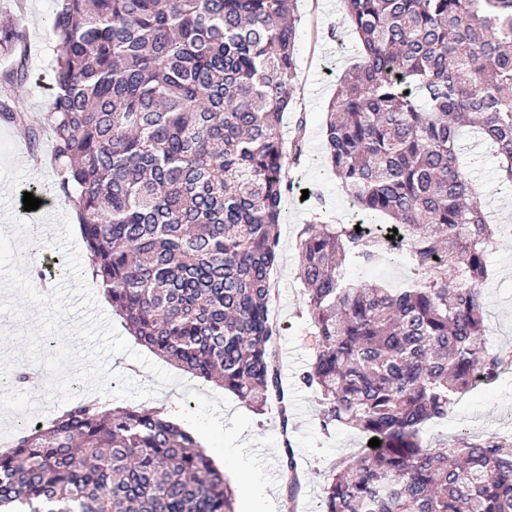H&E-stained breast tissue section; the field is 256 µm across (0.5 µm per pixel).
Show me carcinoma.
Segmentation results:
<instances>
[{
	"mask_svg": "<svg viewBox=\"0 0 512 512\" xmlns=\"http://www.w3.org/2000/svg\"><path fill=\"white\" fill-rule=\"evenodd\" d=\"M47 118L60 188L92 280L131 335L259 412L285 401L268 315L297 40L295 0H57ZM360 59L329 104L327 160L359 215L316 195L299 278L319 338L302 375L323 429L380 440L332 475L319 512H512V450L497 437L429 448L423 427L493 382L481 286L495 240L462 128L490 141L512 194V0H343ZM25 46L13 18L0 56ZM16 65L0 82L19 88ZM386 258L408 282L357 284ZM0 512H235L196 437L153 408L75 401L0 453Z\"/></svg>",
	"mask_w": 512,
	"mask_h": 512,
	"instance_id": "carcinoma-1",
	"label": "carcinoma"
}]
</instances>
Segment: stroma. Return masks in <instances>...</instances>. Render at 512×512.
Listing matches in <instances>:
<instances>
[{
    "label": "stroma",
    "instance_id": "35a3bbf8",
    "mask_svg": "<svg viewBox=\"0 0 512 512\" xmlns=\"http://www.w3.org/2000/svg\"><path fill=\"white\" fill-rule=\"evenodd\" d=\"M56 10L55 0H24V22L28 50L25 64L26 83L12 94L0 91V100L26 113L28 122L16 126L0 119V133L14 143L18 164L30 174V185L40 189L46 217L34 233L43 245L40 261L30 262V269H41L53 280L64 275V258L52 246L54 220L52 214H72L71 203L58 191V176L50 162L51 139L46 134L47 117L55 93L54 73L49 65L53 43L50 24ZM298 37L296 70L291 81L292 106L283 115L281 134L284 141L295 135L297 120H305V151L301 159L300 190L285 196L281 202V249L271 271L274 291L269 306L270 316L279 327L278 362L288 393V412L280 414L278 406L265 408L263 414L252 413L250 407L235 394H224L222 388L201 379L177 372V385L162 388L156 398L147 400V407H177L186 403L196 409L195 400L185 399L184 388L204 395H226L229 402L225 417L240 412L249 415L251 435L281 437L288 435L295 457L301 488L296 497H289L290 475L281 465V454H274L275 486L268 496L275 506L292 503L293 512H318L323 489L335 467L354 461L362 453L366 441L358 432L337 426L323 429L320 421V396L315 389L302 384L301 375L313 362L316 338L307 317V296L298 277L300 232L312 219L316 201L314 192H321L330 214L339 221L348 217L349 196L326 162L324 133L328 105L336 93V79L359 59L355 38L348 30L342 0H297ZM38 130V141H31L30 130ZM484 166L477 175L481 199L501 224H512V195L500 192L497 182V160L488 146L477 149ZM310 198H303V191ZM487 280L482 285L485 301L486 341L501 356H512V235L498 238L490 256ZM460 436H496L512 443V364L502 365L496 381L462 395L445 420L427 425L422 438L434 446Z\"/></svg>",
    "mask_w": 512,
    "mask_h": 512
}]
</instances>
